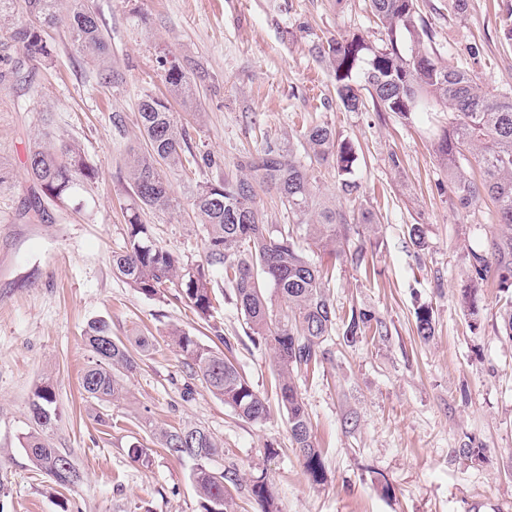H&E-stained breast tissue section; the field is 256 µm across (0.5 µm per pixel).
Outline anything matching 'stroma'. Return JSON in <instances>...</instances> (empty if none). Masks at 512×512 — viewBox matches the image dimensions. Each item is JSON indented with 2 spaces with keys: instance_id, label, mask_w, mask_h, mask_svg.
<instances>
[{
  "instance_id": "1",
  "label": "stroma",
  "mask_w": 512,
  "mask_h": 512,
  "mask_svg": "<svg viewBox=\"0 0 512 512\" xmlns=\"http://www.w3.org/2000/svg\"><path fill=\"white\" fill-rule=\"evenodd\" d=\"M105 29L109 64L75 54L65 26L49 30V56L29 55L19 32L22 10L0 16V512H200L192 461L169 456L156 429L185 422L207 427L224 453L214 467L235 471V512H257L249 484L267 473L278 512H512V342L495 314L505 296L472 285L473 251L496 229L492 208H459L448 189L429 113L404 119L367 107L344 109L328 61L314 47L358 33L380 45L369 0H90ZM512 0H419L420 14L443 62L462 65L479 83L512 92V42L501 18ZM180 64L196 82L198 117H186L196 153L212 165L167 171L173 207L143 214L156 242L197 264L204 233L193 211L200 186L236 173L241 156L266 143L299 146L304 129L331 124L358 160L359 196L337 189L321 167L318 192L347 211L366 208L381 227L365 246L366 266L337 258L329 283L337 315L372 309L382 335L331 345L316 376L299 388L323 452L327 480L307 479L284 412L266 422L242 420L199 379L191 378L168 331L179 326L210 343L229 338L241 372L274 398L270 354L248 337L233 300L209 321L167 289L155 297L112 272L132 205L126 161L142 146L138 106L164 89L163 62ZM81 148L96 178L70 200L28 205L37 187L27 172L45 141ZM421 225L424 247L409 239ZM476 287L477 310L465 288ZM429 306L435 333L422 341L415 311ZM479 328H472L473 319ZM109 323L113 338L147 339L126 399L88 398L81 376L92 359L84 334ZM50 381L60 420L44 437L84 474L72 491H55L23 443L37 425L34 389ZM140 442L145 461L129 447ZM481 449L467 460L458 448ZM391 495H382L377 479Z\"/></svg>"
}]
</instances>
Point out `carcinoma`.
Masks as SVG:
<instances>
[{"label": "carcinoma", "mask_w": 512, "mask_h": 512, "mask_svg": "<svg viewBox=\"0 0 512 512\" xmlns=\"http://www.w3.org/2000/svg\"><path fill=\"white\" fill-rule=\"evenodd\" d=\"M59 2L23 0L30 23L21 36L28 53L49 55L44 33L61 20ZM369 2L384 33L382 45L373 46L354 34L328 39L316 47L317 53L328 59L337 98L349 112L366 108L368 97L374 107L404 118L413 112H429L436 105L448 108V126L441 129L438 151L448 169L449 189L463 209L490 202L500 226L481 250L472 253V279L480 284L492 279L507 294L496 320L499 332L512 341V93L487 91L470 70L441 61L431 45L418 0ZM67 27L76 53L105 59L108 44L88 0H73ZM163 79L184 107L196 105L195 83L181 66L170 64ZM138 114L147 149L133 153L127 165L133 205L123 246L112 254V271L148 297L164 288L176 289L202 320L212 315L224 289H229L252 341L271 353L278 403L286 412L292 445L309 481L321 485L325 464L297 381L326 359V344L336 338L337 322L336 307L326 288L329 271L308 250L335 258L345 252L350 234L358 235L362 229L374 232L378 224L369 211L351 215L320 197L315 166L336 170L339 192L351 198L358 192L353 179L356 149L336 139L335 130L322 123L302 133L305 161L279 143H268L259 153L241 157L239 175L205 184L193 201L205 232V261L189 264L156 242L141 212L173 207L164 170L201 162L209 165L211 159L193 151L167 99L145 95ZM470 156L479 169L477 179L464 165ZM28 171L44 195L60 201L71 197L78 179L95 178V170L71 144L31 151ZM261 191L278 196L288 223L265 222L258 200ZM217 269L224 273L222 288L214 285L212 272ZM415 317L417 335L429 340L435 331L430 308L418 307ZM381 329L375 312L355 308L342 321V338L351 346ZM170 336L190 375L200 378L243 420H267L269 401L226 355L232 351L228 339L218 336L225 347L222 351L183 328L172 329ZM85 340L95 360L81 377L84 392L102 403L123 397L124 380L137 369L131 347L114 340L103 320L89 324ZM30 410L43 429L58 421L56 393L50 382L36 388ZM158 437L169 455L194 461L191 479L201 498V512H234L226 484L236 483L237 475L211 466L220 445L206 428L185 424L162 429ZM23 448L56 486L72 490L82 482L70 456L48 444L41 434L27 436ZM250 491L259 512H276L273 485L267 476L252 478Z\"/></svg>", "instance_id": "obj_1"}]
</instances>
